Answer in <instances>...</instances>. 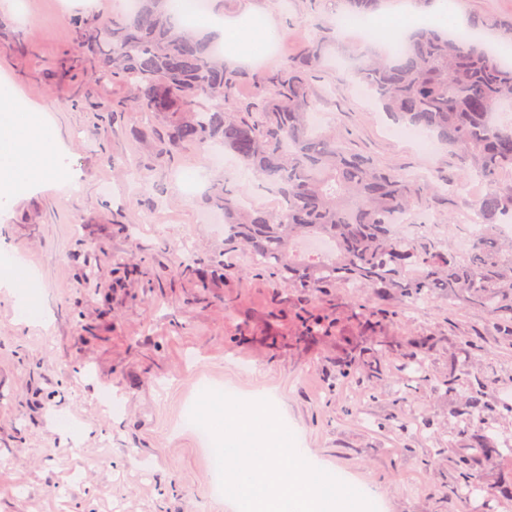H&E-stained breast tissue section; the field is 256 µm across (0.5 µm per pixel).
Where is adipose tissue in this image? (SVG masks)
Returning a JSON list of instances; mask_svg holds the SVG:
<instances>
[{
	"instance_id": "ef3b65f1",
	"label": "adipose tissue",
	"mask_w": 512,
	"mask_h": 512,
	"mask_svg": "<svg viewBox=\"0 0 512 512\" xmlns=\"http://www.w3.org/2000/svg\"><path fill=\"white\" fill-rule=\"evenodd\" d=\"M62 149L48 131L43 110L0 94V205L18 185L35 188L60 169Z\"/></svg>"
}]
</instances>
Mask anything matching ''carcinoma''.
<instances>
[{"label": "carcinoma", "mask_w": 512, "mask_h": 512, "mask_svg": "<svg viewBox=\"0 0 512 512\" xmlns=\"http://www.w3.org/2000/svg\"><path fill=\"white\" fill-rule=\"evenodd\" d=\"M384 0H344L348 17L367 18ZM79 48L97 78L128 90L119 107L140 112L165 129L162 153L224 145L282 198L275 214L248 210L224 185L209 203L224 211V241L245 243L260 265L277 272L290 288H322L359 282L417 299L438 289L458 305L483 311L500 339L512 344V246L498 238L499 222L512 217V67L498 62L481 40H467L435 27L406 37L395 52L373 51L357 77L383 110L409 127L436 133L453 149L459 175L487 186L475 206L479 229L460 252L420 237L400 242L396 216L424 212L438 199L426 176L398 174L373 158L348 151L336 138L312 127L313 73L339 45L341 30L316 23L318 34L295 58L253 76L257 93L241 101L236 91L246 73L224 65L214 41L185 27L173 0H138L134 10L112 17L81 15L73 21ZM501 46L512 47V19L485 15L469 25ZM303 234L333 239L337 259H297L289 243ZM325 317L305 322L304 334L330 331ZM377 343L343 362L348 375L377 366ZM477 382L462 413L470 421L461 473L477 478L479 457L492 451L486 434L492 405Z\"/></svg>", "instance_id": "cac0c4a2"}]
</instances>
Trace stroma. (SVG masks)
<instances>
[{"instance_id": "obj_1", "label": "stroma", "mask_w": 512, "mask_h": 512, "mask_svg": "<svg viewBox=\"0 0 512 512\" xmlns=\"http://www.w3.org/2000/svg\"><path fill=\"white\" fill-rule=\"evenodd\" d=\"M124 0H0V92L48 107L65 147L61 178L19 190L0 209V265L21 258L43 323L19 322V298L0 293V512H232L212 490L210 451L186 407L199 384L285 414L299 453L363 494L377 512H507L499 489L512 465L481 460L470 497L456 494L465 419L455 411L475 369L512 384V348L481 311L447 295L416 300L354 283L302 291L253 263L245 246L203 223L217 184L274 212L280 197L239 160L160 155L141 113L114 111L122 86L93 80L73 20L125 12ZM211 13L272 25L275 49L234 67L252 75L298 53L315 19L341 0H212ZM365 48L347 34L316 71L314 109L344 146L404 174L455 179L451 151L427 155L392 136L394 122L353 75ZM137 166L142 182L128 179ZM195 183H187L186 175ZM480 184L431 209L428 237L451 246ZM188 254H181V246ZM209 274L183 278L184 263ZM389 309L375 329L390 352L360 378L339 362L364 344L360 312ZM336 319L302 339L303 312ZM455 375V388L442 382ZM119 411L99 403L103 391Z\"/></svg>"}]
</instances>
